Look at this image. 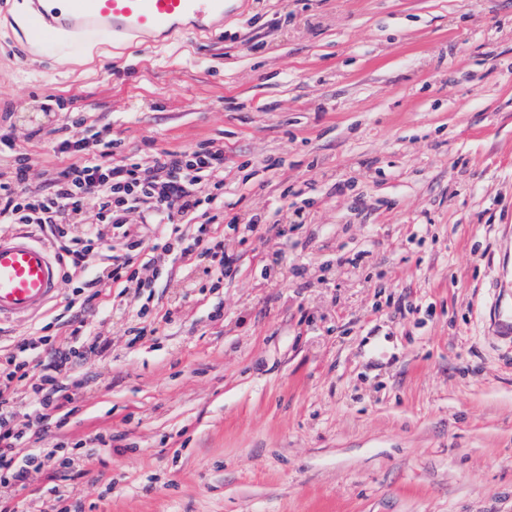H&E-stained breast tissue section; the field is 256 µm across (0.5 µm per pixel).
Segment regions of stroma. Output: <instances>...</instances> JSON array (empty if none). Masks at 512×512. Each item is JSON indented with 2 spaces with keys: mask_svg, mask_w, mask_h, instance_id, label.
I'll use <instances>...</instances> for the list:
<instances>
[{
  "mask_svg": "<svg viewBox=\"0 0 512 512\" xmlns=\"http://www.w3.org/2000/svg\"><path fill=\"white\" fill-rule=\"evenodd\" d=\"M19 7L0 123L29 184L63 164L29 131L83 112L74 137L145 153L223 141L225 211L287 230L228 238L221 287L170 269L149 308L183 316L136 345L114 307L45 434L91 459L76 512H512V0H247L216 35L55 56ZM64 486L36 472L8 504Z\"/></svg>",
  "mask_w": 512,
  "mask_h": 512,
  "instance_id": "1",
  "label": "stroma"
}]
</instances>
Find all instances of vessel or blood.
<instances>
[{"mask_svg": "<svg viewBox=\"0 0 512 512\" xmlns=\"http://www.w3.org/2000/svg\"><path fill=\"white\" fill-rule=\"evenodd\" d=\"M234 9L235 0H31L23 27L37 50L60 55L95 41L209 33ZM60 279L47 245L23 233L0 234V323L37 316L57 299Z\"/></svg>", "mask_w": 512, "mask_h": 512, "instance_id": "b4317fda", "label": "vessel or blood"}]
</instances>
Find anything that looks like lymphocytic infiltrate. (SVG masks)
I'll return each mask as SVG.
<instances>
[{
    "label": "lymphocytic infiltrate",
    "instance_id": "obj_1",
    "mask_svg": "<svg viewBox=\"0 0 512 512\" xmlns=\"http://www.w3.org/2000/svg\"><path fill=\"white\" fill-rule=\"evenodd\" d=\"M52 150L71 156L65 167L48 173L40 187L27 182L28 157L16 149V137L0 126V157L11 160L0 170V224L38 227L73 282L72 297L54 322L39 335L11 337L0 344V486L24 487L31 472H64L75 481L86 473L82 457H65L47 449L21 456L17 445L27 429L15 421L25 394L35 396L37 418L66 426L76 410L81 380L73 360L90 352L105 355L111 342L87 312L107 318L113 308L104 295L115 289L152 295L168 267L203 270L212 284L223 282L233 259L225 236L265 238L280 234L278 223L255 213L247 223L224 215L227 158L223 143L209 140L193 148L149 154L128 150L123 138L73 140L66 126L51 131ZM109 224L122 240L120 248L103 242L100 225ZM100 264L90 267L88 257Z\"/></svg>",
    "mask_w": 512,
    "mask_h": 512
}]
</instances>
